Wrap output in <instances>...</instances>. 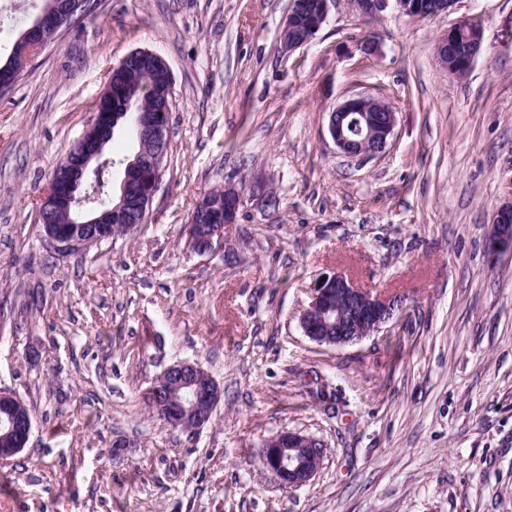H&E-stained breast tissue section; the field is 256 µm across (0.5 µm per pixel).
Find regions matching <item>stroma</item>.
<instances>
[{
  "instance_id": "35a3bbf8",
  "label": "stroma",
  "mask_w": 512,
  "mask_h": 512,
  "mask_svg": "<svg viewBox=\"0 0 512 512\" xmlns=\"http://www.w3.org/2000/svg\"><path fill=\"white\" fill-rule=\"evenodd\" d=\"M289 4L90 0L0 94V389L34 418L0 461V512H512V255L484 250L512 203V0L426 19L331 0L286 53ZM464 17L484 50L456 78L437 47ZM134 50L173 80L160 189L132 235L61 253L39 199ZM355 95L396 114L364 162L327 131ZM225 185L243 201L223 249L190 251L197 202ZM334 271L406 303L318 344L300 315ZM180 360L222 389L196 432L147 400ZM284 431L325 445L293 490L258 458ZM328 2L329 0H322L319 11L305 22L304 38L301 41L290 43H288V38L283 37L284 34H288V29L292 28V24L296 21L294 8L289 6L282 30V44L285 51L291 52L305 45L315 36L327 17Z\"/></svg>"
}]
</instances>
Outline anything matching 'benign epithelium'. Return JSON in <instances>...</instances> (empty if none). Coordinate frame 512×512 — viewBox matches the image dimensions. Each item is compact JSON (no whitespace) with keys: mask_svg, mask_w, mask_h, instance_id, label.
I'll use <instances>...</instances> for the list:
<instances>
[{"mask_svg":"<svg viewBox=\"0 0 512 512\" xmlns=\"http://www.w3.org/2000/svg\"><path fill=\"white\" fill-rule=\"evenodd\" d=\"M395 2L397 10L412 18H422L420 0H349L360 16H374ZM329 0H322L319 11L305 22L304 38L290 42L282 38L283 48L291 52L308 43L327 17ZM87 10L86 0H57L45 7L26 29L28 55L44 47L43 31L61 29L65 18ZM469 35L466 47L467 65H472L483 45V32L473 21L463 18L448 28L439 44L443 59L456 46L460 34ZM162 106L156 112H139V129L148 131L157 145L155 156L136 158L124 166L118 202L108 209L94 205V198L85 188L91 162L102 155L103 147L112 137V113L95 114L92 126L102 134L99 146L92 150L87 135H82L56 167L60 179L47 190L37 206V220L48 241L59 250L75 252L110 238L104 229L87 230V224H109L114 233L127 234L137 225L133 221L149 214L160 188L166 166L165 142L168 138L169 115L173 103V84L157 91ZM396 123L395 112L367 96H357L337 105L328 115V133L337 152L359 162L385 153ZM242 203L241 195L224 202V221L212 223L209 200L197 204L187 229L189 248L198 253L224 248V229L235 223ZM486 250L496 256L512 252V209L499 211L486 239ZM399 297H387L362 287L344 272L317 277L312 284L311 302L300 317L304 334L320 345L345 346L380 331L394 319L401 308ZM221 398V389L213 376L202 366L176 362L165 369L149 389L148 399L157 416L170 427L187 432L202 429L212 422ZM23 400L12 392L0 389V461L15 457L25 448L33 427V419L23 412ZM317 439L299 433L284 432L262 444L263 469L273 473L285 489L309 483L318 473L320 453L301 458L297 448L313 449Z\"/></svg>","mask_w":512,"mask_h":512,"instance_id":"1","label":"benign epithelium"}]
</instances>
